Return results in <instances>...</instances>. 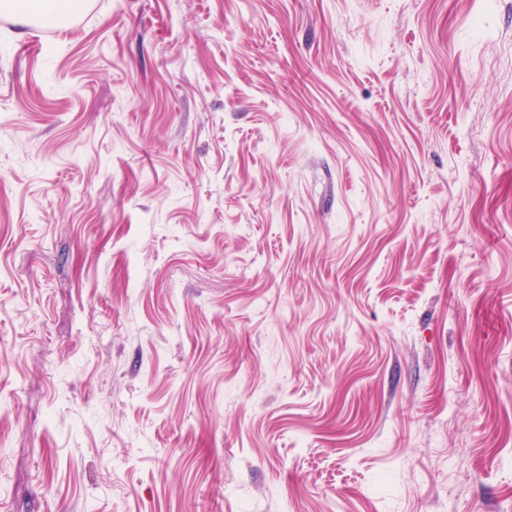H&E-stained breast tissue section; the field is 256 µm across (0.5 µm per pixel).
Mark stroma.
<instances>
[{
  "instance_id": "35a3bbf8",
  "label": "stroma",
  "mask_w": 512,
  "mask_h": 512,
  "mask_svg": "<svg viewBox=\"0 0 512 512\" xmlns=\"http://www.w3.org/2000/svg\"><path fill=\"white\" fill-rule=\"evenodd\" d=\"M0 512H512V0L0 13Z\"/></svg>"
}]
</instances>
